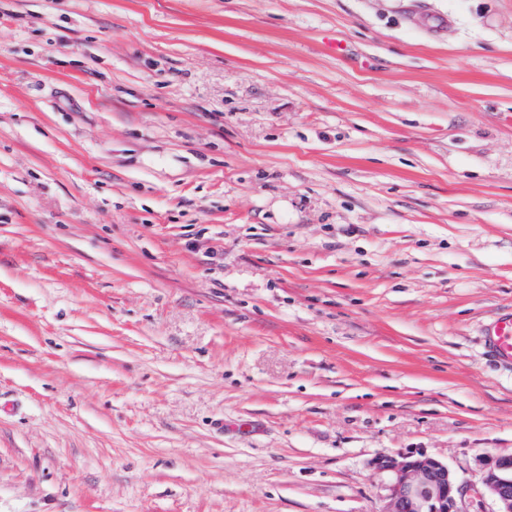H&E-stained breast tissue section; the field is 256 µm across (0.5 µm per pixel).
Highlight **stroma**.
<instances>
[{"label": "stroma", "mask_w": 512, "mask_h": 512, "mask_svg": "<svg viewBox=\"0 0 512 512\" xmlns=\"http://www.w3.org/2000/svg\"><path fill=\"white\" fill-rule=\"evenodd\" d=\"M511 312L512 0H0V512H497ZM485 345L499 359L512 363V314L500 316L490 325ZM384 480L387 506L382 512H459L462 489L447 463L422 449L371 462Z\"/></svg>", "instance_id": "35a3bbf8"}]
</instances>
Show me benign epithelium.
Instances as JSON below:
<instances>
[{
	"label": "benign epithelium",
	"mask_w": 512,
	"mask_h": 512,
	"mask_svg": "<svg viewBox=\"0 0 512 512\" xmlns=\"http://www.w3.org/2000/svg\"><path fill=\"white\" fill-rule=\"evenodd\" d=\"M371 466L384 480L387 506L382 512H459L461 487L455 475L426 451L381 456ZM483 489L498 503V512H512V455L495 460L485 473Z\"/></svg>",
	"instance_id": "benign-epithelium-1"
}]
</instances>
